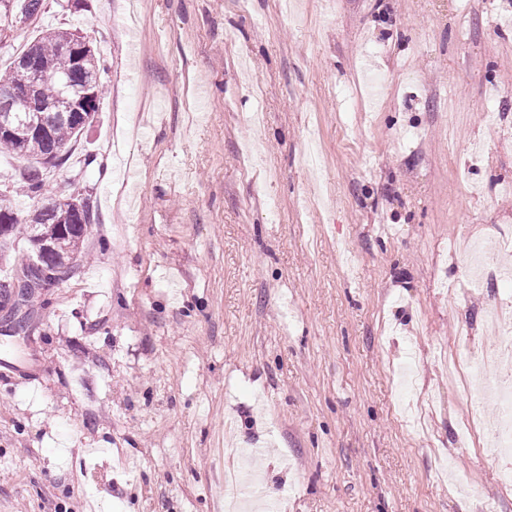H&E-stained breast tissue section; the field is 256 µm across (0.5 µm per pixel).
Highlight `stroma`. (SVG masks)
<instances>
[{"label": "stroma", "instance_id": "35a3bbf8", "mask_svg": "<svg viewBox=\"0 0 512 512\" xmlns=\"http://www.w3.org/2000/svg\"><path fill=\"white\" fill-rule=\"evenodd\" d=\"M512 0H44L97 50L94 124L0 198H87L78 268L0 334V512H225L233 444L284 512H512L442 365L512 326ZM386 72L375 92L368 76ZM119 142L116 177L102 148ZM457 285L449 296L444 282Z\"/></svg>", "mask_w": 512, "mask_h": 512}]
</instances>
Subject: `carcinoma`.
Here are the masks:
<instances>
[{
  "instance_id": "cac0c4a2",
  "label": "carcinoma",
  "mask_w": 512,
  "mask_h": 512,
  "mask_svg": "<svg viewBox=\"0 0 512 512\" xmlns=\"http://www.w3.org/2000/svg\"><path fill=\"white\" fill-rule=\"evenodd\" d=\"M43 0H0L3 15L19 8L21 16L30 20L41 11ZM74 41V34L67 31L46 30L29 42L24 50L11 58L9 66L0 76V111L11 107L10 94L16 91L32 92L31 99L39 106L46 107L62 95L64 79L73 90L83 89L92 84V98L89 107L82 109L84 115L72 120L64 119L58 112H19L13 132L0 136V151L20 156L33 157L39 166L26 177L23 190L26 194L38 196L46 186L44 166L54 168L62 165L66 144L85 126L91 124L103 96L104 84L100 59L94 48H89L80 59H75L67 46ZM42 73L35 78L36 73ZM38 118L49 125L50 131L42 137L29 133L28 122ZM8 221L6 232L0 233V240L17 234L26 235L29 245L46 241L53 245L48 255L30 253L23 264L25 275H34L35 262L39 259L77 261L80 244L88 227L92 224L93 213L90 205L81 211L72 203L52 201L40 209L22 213L0 198V221Z\"/></svg>"
}]
</instances>
